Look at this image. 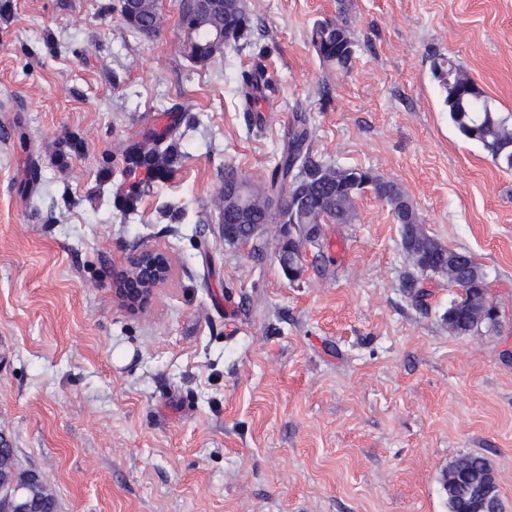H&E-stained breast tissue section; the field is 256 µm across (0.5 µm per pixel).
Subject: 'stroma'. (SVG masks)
I'll list each match as a JSON object with an SVG mask.
<instances>
[{"label": "stroma", "mask_w": 512, "mask_h": 512, "mask_svg": "<svg viewBox=\"0 0 512 512\" xmlns=\"http://www.w3.org/2000/svg\"><path fill=\"white\" fill-rule=\"evenodd\" d=\"M185 2L160 0L149 36L119 0L0 16V441L17 469L56 512H448L443 471L479 454L512 512V170L459 134L431 74L451 59L512 115V0H244L255 48L204 66ZM339 18L345 72L310 41ZM258 48L274 90L247 113ZM298 112L313 160L396 182L428 235L482 265L497 328L449 330L460 290L420 274L371 193L322 225L296 280L275 225L225 242V168L265 182ZM165 130L182 163L127 171L125 147ZM145 245L175 274L132 313L112 275Z\"/></svg>", "instance_id": "35a3bbf8"}]
</instances>
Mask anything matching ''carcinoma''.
<instances>
[{"mask_svg":"<svg viewBox=\"0 0 512 512\" xmlns=\"http://www.w3.org/2000/svg\"><path fill=\"white\" fill-rule=\"evenodd\" d=\"M122 21L133 30L150 35L157 31L155 19L159 16V0H136L131 6L121 5ZM181 25L188 37L191 58L204 64L222 51L213 49L211 35L218 32L227 37L229 46L241 49L253 45V22L245 9L243 0H214L204 9L198 0H189L181 17ZM312 44L319 57L328 64L344 70L351 64L354 42L347 25L342 21H323L316 24L311 33ZM264 51L256 54L258 62L248 71L240 74L241 106L245 112L257 111L259 98L263 91L270 88L265 81L264 68L260 59ZM443 98V105L448 112V120L465 138L479 143L500 168L512 170V123L509 118L492 108L485 92L453 61L440 59L434 62L432 70ZM308 123L304 116L297 117L288 132V141L281 158L275 165L266 191L271 195L270 206L279 213L285 224L293 223V213L288 205L290 193L302 191L304 220L303 227L296 228V234L304 242L314 243L318 240L320 225L347 224L352 220L354 204L352 198L339 191L336 184L321 176L329 167L314 161L308 146ZM166 135L162 134L148 147L136 143L125 151V163L130 170L147 168L153 177L174 168L181 152L175 142L164 144ZM369 175L370 188L382 200L402 196L397 184L385 181L377 175ZM248 224H241L238 232L250 240L256 237V225L267 222V209L258 201L249 209ZM455 250L437 244L433 257L429 259L431 272L448 266V257ZM489 301L487 294H480L471 288L464 289L463 297L454 302L448 311H462L480 306ZM24 481L22 509L14 512H55L53 498L46 494L38 480L29 474L20 473ZM446 494L448 512H467L475 498L465 489L453 490L443 487Z\"/></svg>","mask_w":512,"mask_h":512,"instance_id":"1","label":"carcinoma"}]
</instances>
